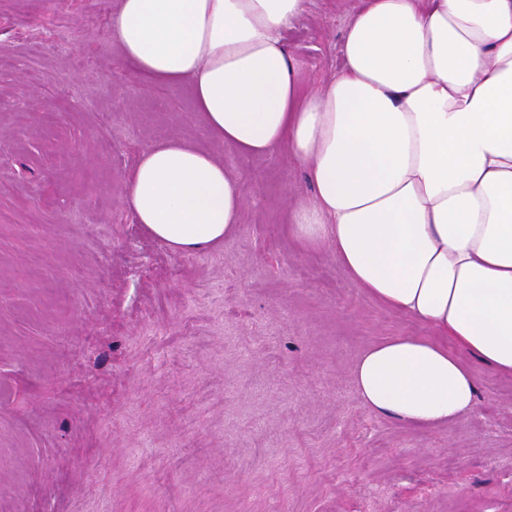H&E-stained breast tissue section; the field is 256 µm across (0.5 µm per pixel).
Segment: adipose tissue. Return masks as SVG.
Segmentation results:
<instances>
[{
  "instance_id": "obj_1",
  "label": "adipose tissue",
  "mask_w": 512,
  "mask_h": 512,
  "mask_svg": "<svg viewBox=\"0 0 512 512\" xmlns=\"http://www.w3.org/2000/svg\"><path fill=\"white\" fill-rule=\"evenodd\" d=\"M306 0H116L111 38L153 83L190 84L207 133L287 152L316 189L288 234L428 327L356 360L371 411L433 429L475 404V364L512 377V0H362L344 65L307 86L283 40ZM125 202L180 254L224 242L245 198L222 159L154 143Z\"/></svg>"
}]
</instances>
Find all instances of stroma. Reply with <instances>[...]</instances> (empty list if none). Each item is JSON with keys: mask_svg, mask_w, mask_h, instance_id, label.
<instances>
[{"mask_svg": "<svg viewBox=\"0 0 512 512\" xmlns=\"http://www.w3.org/2000/svg\"><path fill=\"white\" fill-rule=\"evenodd\" d=\"M114 3L0 0V512H512V377L478 367L473 410L436 429L367 409L356 358L427 328L289 237L301 166L127 71ZM355 3L307 0L286 31L309 84ZM166 139L241 178L215 248L178 254L122 203Z\"/></svg>", "mask_w": 512, "mask_h": 512, "instance_id": "35a3bbf8", "label": "stroma"}]
</instances>
